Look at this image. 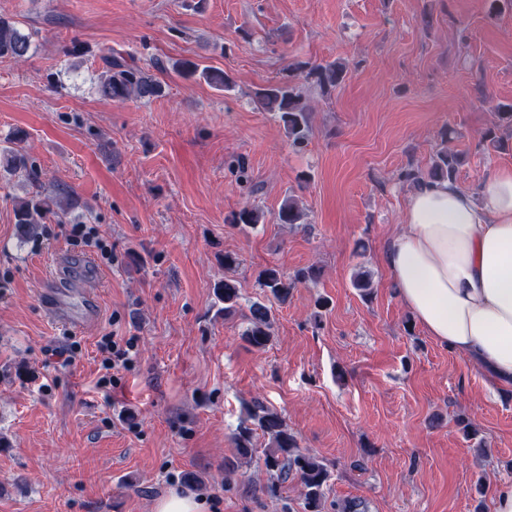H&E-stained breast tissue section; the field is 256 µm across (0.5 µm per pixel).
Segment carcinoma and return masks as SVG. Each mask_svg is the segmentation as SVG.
Segmentation results:
<instances>
[{"instance_id": "1", "label": "carcinoma", "mask_w": 512, "mask_h": 512, "mask_svg": "<svg viewBox=\"0 0 512 512\" xmlns=\"http://www.w3.org/2000/svg\"><path fill=\"white\" fill-rule=\"evenodd\" d=\"M34 33L24 31L13 18L0 15V60L22 61L32 50ZM103 73L98 85V93L104 99L125 102L127 100H152L165 94V84L150 70L138 66L131 58L116 50H109L100 56ZM153 69L163 73L169 69L185 79L198 78L210 86L229 91L234 88V79L222 69L202 66L199 63L182 59L169 65L156 61ZM346 76V66L338 62H326L309 67L305 78H313L323 89L339 85ZM253 103L265 112H275L283 122L289 145L303 147L309 140L311 127V106L306 102L298 84L290 78L270 82L252 91ZM27 136L17 133L0 147V168L9 176L23 172L27 179L38 182L39 173L28 163ZM461 156L442 149L432 158L427 177L414 172L406 177L413 184L421 182L455 180ZM69 199L66 192L58 189L40 192L18 199L14 203V220L20 239L27 240L38 234L39 225L47 216L56 213L62 200ZM303 212L294 198L288 197L280 206L275 220L279 224H299ZM266 221L264 211L257 207H243L233 213L231 223L253 228ZM316 278V270H300L292 276L285 275L276 266L261 270L257 277L261 297L249 306L248 325L242 334L243 340L257 350H263L271 337L272 301L285 302L297 284ZM216 299L224 304V315L234 313L241 298L237 281L226 277L214 284ZM268 437V447L264 449V466L269 475L266 489L274 493L278 484L289 476L298 479L302 488L304 512H323L325 491L331 474L328 466L318 457L299 450L295 436L288 431L285 420L277 411L256 401L246 408V417L234 434L237 455L250 461L256 452L254 437L256 431Z\"/></svg>"}]
</instances>
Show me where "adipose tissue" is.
<instances>
[{"label":"adipose tissue","mask_w":512,"mask_h":512,"mask_svg":"<svg viewBox=\"0 0 512 512\" xmlns=\"http://www.w3.org/2000/svg\"><path fill=\"white\" fill-rule=\"evenodd\" d=\"M384 263L429 336L512 386V168L476 192L451 180L415 187Z\"/></svg>","instance_id":"1"}]
</instances>
